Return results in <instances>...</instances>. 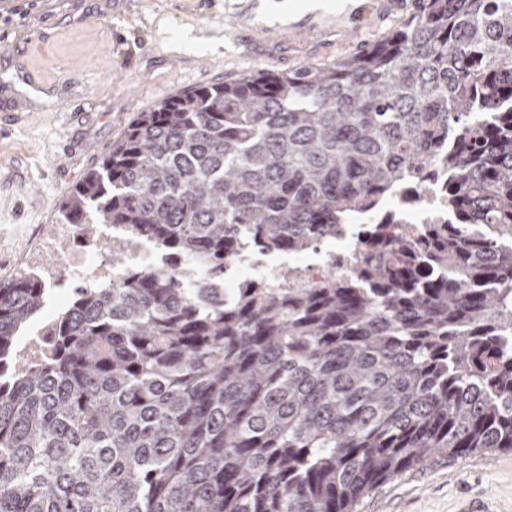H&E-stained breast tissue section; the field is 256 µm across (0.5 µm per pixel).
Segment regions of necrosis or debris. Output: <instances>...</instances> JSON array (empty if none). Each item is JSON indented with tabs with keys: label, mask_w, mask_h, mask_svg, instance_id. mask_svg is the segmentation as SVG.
<instances>
[{
	"label": "necrosis or debris",
	"mask_w": 512,
	"mask_h": 512,
	"mask_svg": "<svg viewBox=\"0 0 512 512\" xmlns=\"http://www.w3.org/2000/svg\"><path fill=\"white\" fill-rule=\"evenodd\" d=\"M452 220L448 166L434 157L378 209L354 215L335 230L312 237L303 249L279 253L247 245L226 257L224 292L230 295L257 283L269 288H319L357 274L368 233L401 236L420 246L433 225ZM129 269L167 270L192 287L205 277L204 269L194 261L166 258L150 241L129 229L109 226L102 228L96 242L84 236L80 225H57L27 263L28 272L51 288L66 281L115 283Z\"/></svg>",
	"instance_id": "1"
}]
</instances>
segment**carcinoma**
Instances as JSON below:
<instances>
[{
	"label": "carcinoma",
	"mask_w": 512,
	"mask_h": 512,
	"mask_svg": "<svg viewBox=\"0 0 512 512\" xmlns=\"http://www.w3.org/2000/svg\"><path fill=\"white\" fill-rule=\"evenodd\" d=\"M444 150L460 220L424 250L378 235L348 282L224 300L239 241L301 247ZM57 223L207 280L78 288L23 372L47 288L0 280V512H358L434 456L512 451V0H427L334 66L167 98ZM44 327H37L29 330L26 335L19 338L18 351L20 350V342L23 338V346L18 354L15 364L16 371H25L33 364L39 362L44 357L50 336H44Z\"/></svg>",
	"instance_id": "obj_1"
}]
</instances>
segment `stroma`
I'll return each mask as SVG.
<instances>
[{
	"mask_svg": "<svg viewBox=\"0 0 512 512\" xmlns=\"http://www.w3.org/2000/svg\"><path fill=\"white\" fill-rule=\"evenodd\" d=\"M325 2L303 11L301 0H35L0 24V280L20 275L60 202L139 112L201 84L336 64L424 6ZM25 69L45 93L20 81ZM475 498L512 512V452L434 459L365 497L359 512H457Z\"/></svg>",
	"mask_w": 512,
	"mask_h": 512,
	"instance_id": "1",
	"label": "stroma"
}]
</instances>
